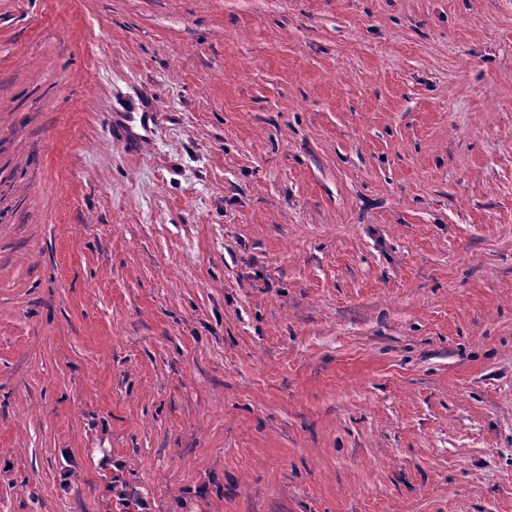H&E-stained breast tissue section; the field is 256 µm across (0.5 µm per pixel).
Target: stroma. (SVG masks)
<instances>
[{
    "instance_id": "35a3bbf8",
    "label": "stroma",
    "mask_w": 512,
    "mask_h": 512,
    "mask_svg": "<svg viewBox=\"0 0 512 512\" xmlns=\"http://www.w3.org/2000/svg\"><path fill=\"white\" fill-rule=\"evenodd\" d=\"M0 512H512V0H0Z\"/></svg>"
}]
</instances>
